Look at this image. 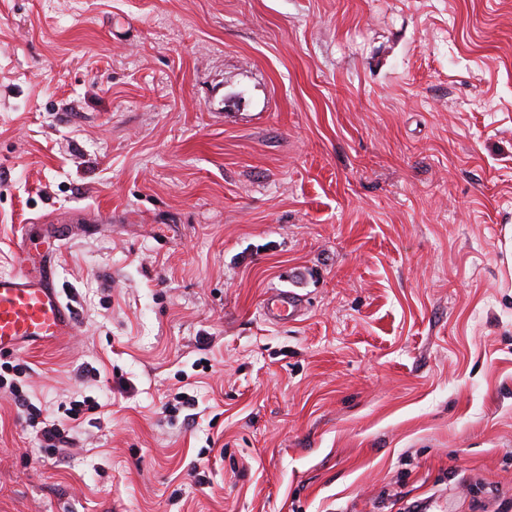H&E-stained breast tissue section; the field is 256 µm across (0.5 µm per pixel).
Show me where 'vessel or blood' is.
I'll use <instances>...</instances> for the list:
<instances>
[{"label": "vessel or blood", "instance_id": "obj_1", "mask_svg": "<svg viewBox=\"0 0 512 512\" xmlns=\"http://www.w3.org/2000/svg\"><path fill=\"white\" fill-rule=\"evenodd\" d=\"M16 270L0 275V356L37 342L72 335L76 315L55 283L47 264L33 267L29 255L15 253ZM307 300L290 289H281L267 299L263 310L273 322L295 320L303 315Z\"/></svg>", "mask_w": 512, "mask_h": 512}]
</instances>
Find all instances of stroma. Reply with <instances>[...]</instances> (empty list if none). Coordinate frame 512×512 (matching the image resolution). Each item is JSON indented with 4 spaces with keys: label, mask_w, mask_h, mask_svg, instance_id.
Returning a JSON list of instances; mask_svg holds the SVG:
<instances>
[{
    "label": "stroma",
    "mask_w": 512,
    "mask_h": 512,
    "mask_svg": "<svg viewBox=\"0 0 512 512\" xmlns=\"http://www.w3.org/2000/svg\"><path fill=\"white\" fill-rule=\"evenodd\" d=\"M29 224L78 331L7 358L0 512L512 492V0H0V275ZM306 303L304 295L290 289H279L267 299L264 315L273 322L292 321L304 314ZM42 427L39 428V433L42 442L46 445L45 448L52 455L64 454L66 452L67 445L71 444V437L66 434V429L58 423L53 422H41Z\"/></svg>",
    "instance_id": "stroma-1"
}]
</instances>
